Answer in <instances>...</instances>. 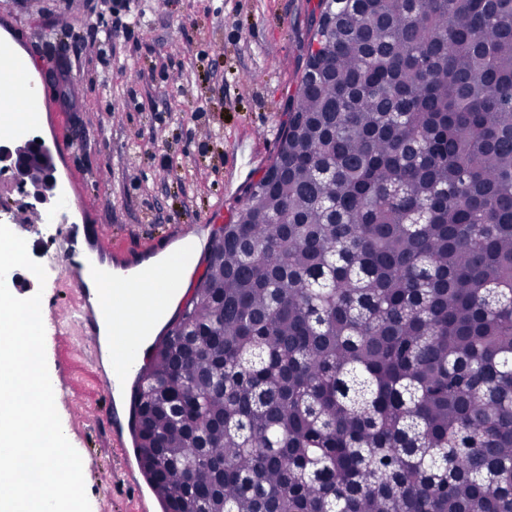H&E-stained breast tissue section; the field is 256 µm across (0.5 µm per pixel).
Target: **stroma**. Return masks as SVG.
I'll use <instances>...</instances> for the list:
<instances>
[{
    "label": "stroma",
    "instance_id": "1",
    "mask_svg": "<svg viewBox=\"0 0 512 512\" xmlns=\"http://www.w3.org/2000/svg\"><path fill=\"white\" fill-rule=\"evenodd\" d=\"M123 0H0V42L26 58L42 115L26 138L53 154L73 224L97 226L122 269L159 246L208 238L216 204L232 218L279 146L319 0H137L141 25L105 42ZM203 110L195 120V110ZM79 293L48 271L42 302L57 411L91 512H162L126 424L108 423L103 364L70 315Z\"/></svg>",
    "mask_w": 512,
    "mask_h": 512
}]
</instances>
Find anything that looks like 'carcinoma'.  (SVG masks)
Segmentation results:
<instances>
[{"instance_id": "1", "label": "carcinoma", "mask_w": 512, "mask_h": 512, "mask_svg": "<svg viewBox=\"0 0 512 512\" xmlns=\"http://www.w3.org/2000/svg\"><path fill=\"white\" fill-rule=\"evenodd\" d=\"M319 8L285 176L140 374L143 473L163 512H512V0Z\"/></svg>"}]
</instances>
